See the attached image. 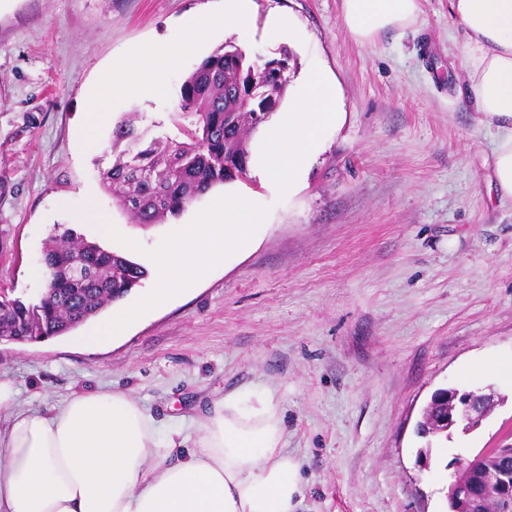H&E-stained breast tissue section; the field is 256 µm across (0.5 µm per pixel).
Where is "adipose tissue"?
<instances>
[{
  "label": "adipose tissue",
  "instance_id": "ef3b65f1",
  "mask_svg": "<svg viewBox=\"0 0 512 512\" xmlns=\"http://www.w3.org/2000/svg\"><path fill=\"white\" fill-rule=\"evenodd\" d=\"M467 38V94L489 132V179L512 199V0H450ZM351 38L414 25L421 0H342ZM202 30L163 47L143 46V67L113 68L125 93L155 88ZM343 117L337 84L321 68L297 80L288 105L265 124L251 167L266 178L301 180L326 131ZM261 223L246 199L218 197L169 249L153 255L156 289L79 336L91 348L112 342L145 315L248 249ZM190 448L164 436L154 416L122 392L79 394L31 409L0 376V512H297L305 498L300 461L283 448L284 424L272 390L232 391L197 422Z\"/></svg>",
  "mask_w": 512,
  "mask_h": 512
}]
</instances>
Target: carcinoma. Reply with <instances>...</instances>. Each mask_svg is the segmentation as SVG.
<instances>
[{
  "mask_svg": "<svg viewBox=\"0 0 512 512\" xmlns=\"http://www.w3.org/2000/svg\"><path fill=\"white\" fill-rule=\"evenodd\" d=\"M288 51L251 58L227 42L183 80L173 125L161 137L122 117L112 129V165L101 170L104 190L132 224L177 217L212 188L248 174V134L281 105L291 72ZM46 288L36 303L0 302V336L31 343L66 335L124 299L145 268L104 249L72 228L54 232L42 250ZM84 267L87 276L77 274ZM449 512H512V498L491 494L448 499Z\"/></svg>",
  "mask_w": 512,
  "mask_h": 512,
  "instance_id": "carcinoma-1",
  "label": "carcinoma"
}]
</instances>
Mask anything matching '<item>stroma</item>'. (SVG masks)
Wrapping results in <instances>:
<instances>
[{"mask_svg": "<svg viewBox=\"0 0 512 512\" xmlns=\"http://www.w3.org/2000/svg\"><path fill=\"white\" fill-rule=\"evenodd\" d=\"M223 11L224 0H0V288L27 303L45 288L31 272L46 239L89 235L88 204L109 214L114 250L137 241L142 264L209 208L204 196L164 223L130 224L97 160L125 113L172 131L182 81L225 41L275 55L263 28L287 18L299 70L330 72L344 110L296 188L253 173L215 188L262 214L247 251L111 345L1 342L0 374L27 407L123 391L189 436L224 394L268 388L302 462L301 512H445L455 457L512 446V372H471L512 365V200L488 187L465 32L449 0H422L415 25L371 44L347 33L342 0H254L245 40L210 27ZM203 27L162 97L113 90V64ZM447 387L502 402L435 444L423 470L416 425Z\"/></svg>", "mask_w": 512, "mask_h": 512, "instance_id": "obj_1", "label": "stroma"}]
</instances>
